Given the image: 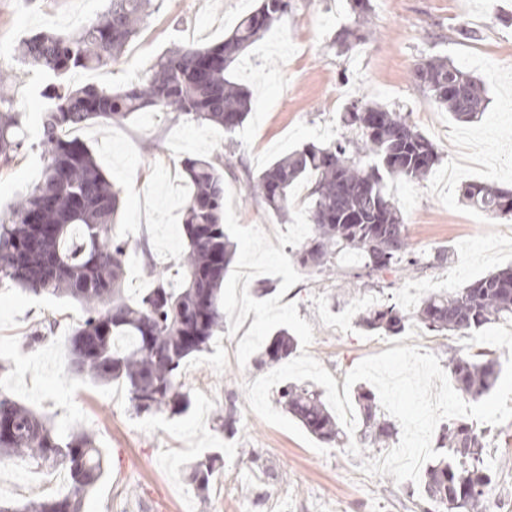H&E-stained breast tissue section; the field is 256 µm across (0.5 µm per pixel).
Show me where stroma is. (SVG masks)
Segmentation results:
<instances>
[{"label":"stroma","instance_id":"stroma-1","mask_svg":"<svg viewBox=\"0 0 512 512\" xmlns=\"http://www.w3.org/2000/svg\"><path fill=\"white\" fill-rule=\"evenodd\" d=\"M108 0H0V73L15 98L26 145L17 160L0 168V213L39 180L43 168L41 117L48 107L49 75L22 61L17 48L41 31L60 34L104 13ZM260 0H154L137 37L139 55H123L105 68L99 86L120 90L149 74L162 54L192 41L204 46L223 39ZM365 43L346 56L329 44L356 19L351 0H291L278 31L268 32L239 59L236 79L253 92L255 106L235 133L163 112H137L120 125L94 124L79 133L105 176L122 190L112 232L129 243L127 286L131 296L151 287L155 274L170 284L181 276L182 218L189 187L185 157L224 159V187L235 194L233 209L243 226L267 235L290 221L247 199L245 185L274 159L308 143L344 136V107L359 96L408 114L434 144L440 161L423 180L395 181L389 191L408 226L411 248L432 256L447 251L437 269L395 280L378 290L359 282L303 275L283 296L313 327L309 354L344 386L363 359L400 347L418 346L447 362L468 353L461 335L427 331L412 324L390 336L366 331L362 313L379 302L413 310L431 293L462 288L491 271L512 266V215L491 217L462 204L458 189L482 182L512 189V0H370ZM467 36H460V29ZM445 57L479 79L488 100L480 121H456L431 104L415 83L414 66ZM148 242L152 263L140 257ZM80 305L68 298L37 297L0 287V386L61 431H92L106 470L86 495L82 512H444L418 493L415 483L361 471L379 457L355 440L320 454L251 410L244 386L267 367L239 365L236 350L254 319L240 331L216 337L210 351L189 357L181 380L193 404L182 415L135 416L121 385H101L61 364ZM53 334L32 352L22 349L29 332L47 320ZM234 419V437L222 420ZM486 444L494 480L489 512L512 504V421L487 426ZM218 452L222 463L207 496L185 479L187 462ZM67 488L63 471L47 473L20 460L0 458V499L34 501Z\"/></svg>","mask_w":512,"mask_h":512}]
</instances>
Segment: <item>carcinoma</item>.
<instances>
[{
  "label": "carcinoma",
  "mask_w": 512,
  "mask_h": 512,
  "mask_svg": "<svg viewBox=\"0 0 512 512\" xmlns=\"http://www.w3.org/2000/svg\"><path fill=\"white\" fill-rule=\"evenodd\" d=\"M151 0H109L107 10L70 34L40 32L22 43L29 65L59 79L48 89L51 105L42 118V176L0 218V285L39 297H69L84 316L68 338L69 363L97 383L118 382L134 412L181 414L191 406L181 382L190 356L211 348L224 330L221 298L234 243L224 230V161L187 158L183 173L191 193L183 208L185 250L181 287L155 277L139 299L125 295L128 243L109 234L121 205L120 191L105 177L89 147L65 131L91 124H113L134 112H169L206 121L231 132L252 109L249 88L232 74L238 57L291 9L290 0H261L240 18L220 43L185 44L157 59L145 79L112 91L93 84L74 87L61 81L78 70L103 69L122 57L151 15ZM366 40L356 27L339 32L332 46L339 56ZM414 81L426 96L461 122L485 111L481 82L453 62L432 57L417 65ZM0 164L6 166L24 146L14 102L0 95ZM355 135L326 145L306 144L274 160L249 180L247 192L279 216L292 205L290 191L301 179L310 183L307 213L313 236L293 253L295 262L318 275L341 269L348 254L359 266L345 272L356 279H379L421 265L409 250L408 227L389 195L391 180L420 181L439 162L433 143L407 115L364 97L340 116ZM459 200L490 216L512 214V191L484 183L460 187ZM512 319V268L485 275L454 293H432L409 314L395 305L367 309L369 330L403 333L412 319L430 331L466 334L501 319ZM297 338L278 329L259 363L277 365L297 348ZM456 390L479 400L496 385L495 351L481 349L448 357ZM355 400L362 418L363 449L396 442L398 429L380 416L375 395L361 386ZM277 402L322 442H340L343 431L322 393L286 382ZM0 457L15 456L38 467L60 468L68 490L34 502L0 501V512H81L83 498L104 474L95 436L86 429L57 432L50 421L0 389ZM443 456L424 472L425 497L447 512H488L493 475L483 433L474 424L450 420L437 441ZM217 454L189 462L187 481L208 490Z\"/></svg>",
  "instance_id": "obj_1"
}]
</instances>
